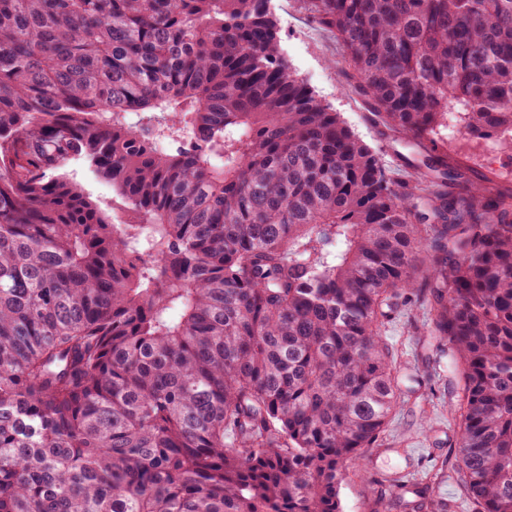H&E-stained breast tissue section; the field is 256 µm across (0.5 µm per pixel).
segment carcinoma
<instances>
[{"mask_svg":"<svg viewBox=\"0 0 512 512\" xmlns=\"http://www.w3.org/2000/svg\"><path fill=\"white\" fill-rule=\"evenodd\" d=\"M269 2L0 0V512H341L400 303L458 372L473 512H512V189L437 149L450 102L512 129V0H302L422 149L402 192ZM65 173L70 181L78 184L98 208L109 215L116 224L128 219L123 202L115 194L112 184L96 176L86 161H72Z\"/></svg>","mask_w":512,"mask_h":512,"instance_id":"1","label":"carcinoma"}]
</instances>
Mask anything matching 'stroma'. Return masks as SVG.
Returning <instances> with one entry per match:
<instances>
[{
  "label": "stroma",
  "instance_id": "stroma-1",
  "mask_svg": "<svg viewBox=\"0 0 512 512\" xmlns=\"http://www.w3.org/2000/svg\"><path fill=\"white\" fill-rule=\"evenodd\" d=\"M270 8L278 22L279 46L289 66L319 100L339 112L348 126L379 153L391 177L404 181L397 159L408 155L409 150L402 141L382 136L349 94L344 66L331 64L336 55L332 36L302 13L297 0H271ZM65 173L114 222L126 221L121 198L109 182L92 172L86 161H72ZM427 317L424 307L403 308L381 330L394 354L395 375L402 391L376 447L366 453L364 470L346 473L341 479L342 512H403L400 506L390 504L388 488L377 480L386 468L402 464V457L396 454L400 448L417 455L415 478L443 470L439 493L448 504V512H472L471 500L456 471L457 425L448 412L453 374L447 355L419 334Z\"/></svg>",
  "mask_w": 512,
  "mask_h": 512
}]
</instances>
